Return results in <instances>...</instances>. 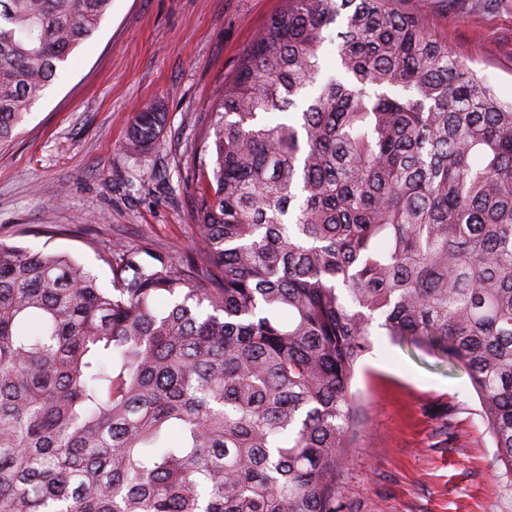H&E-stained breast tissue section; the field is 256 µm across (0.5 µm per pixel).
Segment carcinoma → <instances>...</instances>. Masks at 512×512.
<instances>
[{
    "instance_id": "cac0c4a2",
    "label": "carcinoma",
    "mask_w": 512,
    "mask_h": 512,
    "mask_svg": "<svg viewBox=\"0 0 512 512\" xmlns=\"http://www.w3.org/2000/svg\"><path fill=\"white\" fill-rule=\"evenodd\" d=\"M111 2L0 0V144ZM282 2L209 104L182 259L116 240L104 285L0 238V512H340L377 332L467 370L512 478V101L397 0Z\"/></svg>"
}]
</instances>
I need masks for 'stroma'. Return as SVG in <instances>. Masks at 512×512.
<instances>
[{"label": "stroma", "mask_w": 512, "mask_h": 512, "mask_svg": "<svg viewBox=\"0 0 512 512\" xmlns=\"http://www.w3.org/2000/svg\"><path fill=\"white\" fill-rule=\"evenodd\" d=\"M432 33L512 99V0H406ZM281 0H112L44 96L0 146V237L63 251L109 280L98 253L121 238L179 259L196 237L195 163L208 102ZM149 102L167 121L149 151L127 146ZM60 201L47 199L48 187ZM44 225L67 235L33 236ZM360 395L346 512H512V480L465 369L428 349L373 339Z\"/></svg>", "instance_id": "obj_1"}]
</instances>
